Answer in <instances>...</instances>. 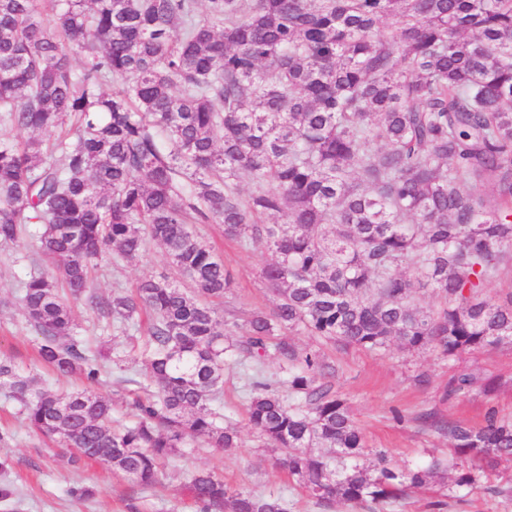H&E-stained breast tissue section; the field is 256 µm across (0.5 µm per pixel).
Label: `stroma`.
Listing matches in <instances>:
<instances>
[{"label": "stroma", "mask_w": 512, "mask_h": 512, "mask_svg": "<svg viewBox=\"0 0 512 512\" xmlns=\"http://www.w3.org/2000/svg\"><path fill=\"white\" fill-rule=\"evenodd\" d=\"M197 231L232 274L220 309L226 323L242 325L252 313L271 312L277 297L261 277L262 254L225 239L223 225L201 224ZM30 243L26 236L16 244L0 246V358H11L35 386H48L60 394L83 389L79 375L55 374L37 360L38 340L18 295L30 273L45 271L48 264L29 258ZM172 273L162 248L151 242L140 261L109 267L94 289L108 296L115 286L129 291L141 280ZM74 323L88 337L92 351L121 358V365L111 366L96 390L113 399L114 420L127 422L125 402L145 379L143 356L129 353L125 336L99 320L85 304L75 308ZM285 338L296 349L320 350L335 367L336 387L365 435L368 452L359 458L360 466H371L379 450L386 451L399 470L426 465L435 457L447 459L451 445L447 434L437 429V422L454 420L477 426L491 407L500 417L512 418L510 343L448 358L429 345L408 353L393 343L385 350L368 352L327 344L295 330ZM460 373L475 376V384L460 393L449 392L450 378ZM243 374L235 356L226 355L223 422L237 433L238 446L221 450L199 440L189 442L166 463L159 482L150 488L115 475L72 449L52 444L28 427L16 401L0 394V487L10 491L8 498L0 499V512H198L185 486L200 469L215 470L231 488L280 496L288 512H512V465L500 466L499 477L480 481L472 489L463 490L451 479L437 478L380 505H317L281 466V449L266 445L251 427ZM488 378L497 382L490 394L482 385ZM424 412L434 414L435 424L420 421ZM74 487L90 488L93 494L86 499L73 497L70 490Z\"/></svg>", "instance_id": "1"}]
</instances>
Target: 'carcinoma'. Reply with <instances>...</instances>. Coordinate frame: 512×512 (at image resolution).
Here are the masks:
<instances>
[{
    "label": "carcinoma",
    "mask_w": 512,
    "mask_h": 512,
    "mask_svg": "<svg viewBox=\"0 0 512 512\" xmlns=\"http://www.w3.org/2000/svg\"><path fill=\"white\" fill-rule=\"evenodd\" d=\"M111 82L121 89L108 94ZM0 118V245L39 229L34 254L50 269L19 301L40 360L87 383L37 390L0 359V387L31 428L150 486L190 440L237 447L212 407L224 355L272 354L288 396L253 368L248 420L321 505L397 499L449 469L472 489L512 463V421L492 409L477 428L441 424L447 461L397 471L379 450L372 474L330 468L311 448L354 461L364 434L336 369L282 338L449 357L512 343V292L488 294L512 264V0H0ZM192 224H222L265 257L278 303L239 339L218 309L230 273ZM149 239L179 279L94 292L107 259L135 262ZM418 288L438 306L414 303ZM77 303L126 334L150 317L129 348L147 354L156 390L132 399V425L91 390L103 358L74 333ZM188 492L200 512H288L212 470Z\"/></svg>",
    "instance_id": "carcinoma-1"
}]
</instances>
